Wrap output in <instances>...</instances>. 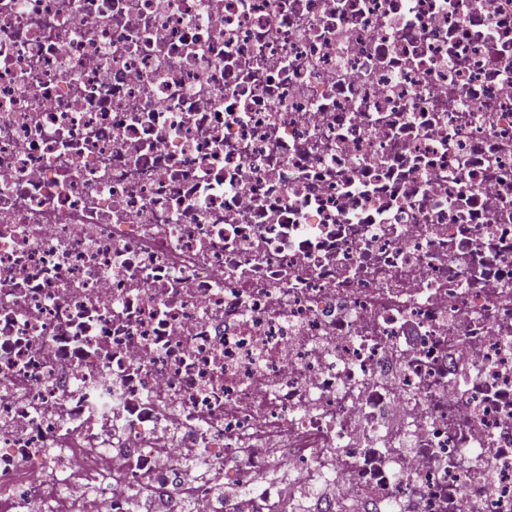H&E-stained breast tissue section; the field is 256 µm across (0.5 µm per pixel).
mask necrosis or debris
I'll return each mask as SVG.
<instances>
[{"mask_svg":"<svg viewBox=\"0 0 512 512\" xmlns=\"http://www.w3.org/2000/svg\"><path fill=\"white\" fill-rule=\"evenodd\" d=\"M512 512V0H0V512Z\"/></svg>","mask_w":512,"mask_h":512,"instance_id":"4bbe7bcc","label":"necrosis or debris"}]
</instances>
